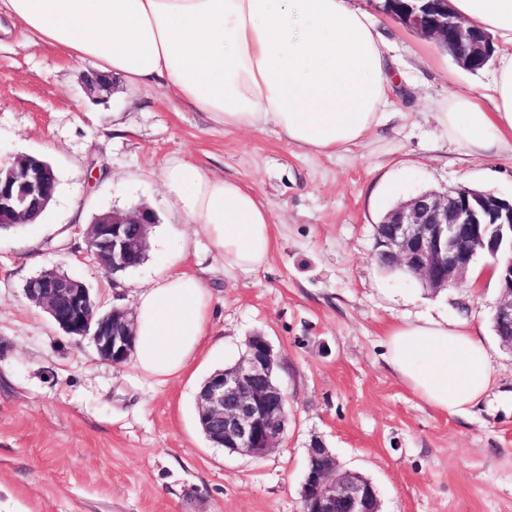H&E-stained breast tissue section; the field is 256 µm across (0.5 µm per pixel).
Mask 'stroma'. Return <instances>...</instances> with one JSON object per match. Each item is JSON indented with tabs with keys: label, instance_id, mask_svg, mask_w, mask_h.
Returning a JSON list of instances; mask_svg holds the SVG:
<instances>
[{
	"label": "stroma",
	"instance_id": "obj_1",
	"mask_svg": "<svg viewBox=\"0 0 512 512\" xmlns=\"http://www.w3.org/2000/svg\"><path fill=\"white\" fill-rule=\"evenodd\" d=\"M357 3L390 44L398 116L340 156L290 146L270 126L224 132L157 86L131 91L117 78L90 97L93 63L0 22V166L38 155L58 177L39 223L0 233V512H301L316 437L374 483L382 512H512V349L492 327L497 282L435 293L374 258L376 224L422 191L512 197V159L467 155L433 118L449 91H482L489 72L459 66L383 13L382 0ZM175 161L259 194L273 230L265 268L225 276L165 194L163 170ZM139 206L157 216L145 260L105 273L77 226ZM177 252L181 270L210 288L211 321L193 363L165 382L102 361L24 293L55 269L103 310L131 311ZM444 316L478 330L496 378L462 416L422 402L382 359L392 323ZM255 333L279 355L289 413L285 439L261 459L212 447L196 400Z\"/></svg>",
	"mask_w": 512,
	"mask_h": 512
}]
</instances>
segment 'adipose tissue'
<instances>
[{
	"instance_id": "obj_1",
	"label": "adipose tissue",
	"mask_w": 512,
	"mask_h": 512,
	"mask_svg": "<svg viewBox=\"0 0 512 512\" xmlns=\"http://www.w3.org/2000/svg\"><path fill=\"white\" fill-rule=\"evenodd\" d=\"M495 39L483 93L451 94L434 118L476 158L512 156V0H450ZM0 12L74 62L137 90L158 85L228 131L275 127L290 145L341 155L388 118L390 47L349 0H0ZM169 199L204 238L225 275L266 266L271 213L241 181L182 162L164 171ZM211 294L194 274L170 271L135 305L133 365L168 379L209 333ZM383 358L427 405L461 415L493 383L482 339L463 322L392 324Z\"/></svg>"
}]
</instances>
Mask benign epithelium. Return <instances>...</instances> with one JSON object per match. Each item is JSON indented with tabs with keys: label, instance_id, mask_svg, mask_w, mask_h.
I'll list each match as a JSON object with an SVG mask.
<instances>
[{
	"label": "benign epithelium",
	"instance_id": "benign-epithelium-1",
	"mask_svg": "<svg viewBox=\"0 0 512 512\" xmlns=\"http://www.w3.org/2000/svg\"><path fill=\"white\" fill-rule=\"evenodd\" d=\"M425 7L392 16L422 36L452 50L455 62L470 70L487 64L491 38L477 35L449 11L448 0H422ZM85 89L93 95L112 89V79L92 72ZM51 165L24 155L0 168V230L35 223L54 199ZM154 212L140 206L96 216L81 230L87 251L107 273L135 264L146 251ZM377 260L407 268L434 292L463 281L479 252L490 253L498 271L500 296L493 320L512 324V199L458 187L444 194L422 192L389 210L375 227ZM26 297L44 308L71 338L91 339L101 360L122 365L135 350L134 317L123 308L102 313L89 289L69 276L46 270L31 279ZM278 354L261 334L247 338L245 352L231 366L205 379L197 394L198 422L217 447L253 458L271 452L286 433L288 399L277 382ZM303 512H382L378 490L363 474L343 468L319 438L308 446L301 486Z\"/></svg>",
	"mask_w": 512,
	"mask_h": 512
}]
</instances>
